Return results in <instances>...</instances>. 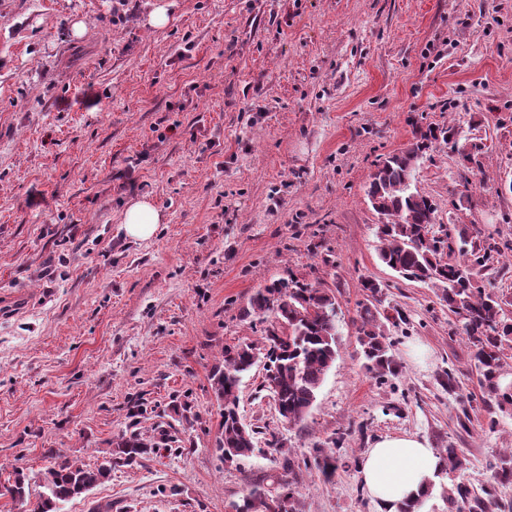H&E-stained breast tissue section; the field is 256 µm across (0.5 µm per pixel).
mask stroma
I'll use <instances>...</instances> for the list:
<instances>
[{"label": "stroma", "mask_w": 512, "mask_h": 512, "mask_svg": "<svg viewBox=\"0 0 512 512\" xmlns=\"http://www.w3.org/2000/svg\"><path fill=\"white\" fill-rule=\"evenodd\" d=\"M170 2L153 29L150 0H0V482L41 480L54 450L95 466L137 430L158 453L62 512H228L280 457L220 460L210 373L260 343L256 292L294 277L336 296V363L302 425L260 363L239 413L301 458L349 429L335 476L300 473L301 512H376L360 460L405 434L458 448L424 506L451 512V485L483 487L512 448V415L488 413L438 288L380 262L367 190L421 130L455 127L472 162L431 143L413 184L449 241L462 224L512 241V0ZM137 195L167 216L145 241L122 227ZM365 279L407 318L384 326L399 371L382 381L359 355Z\"/></svg>", "instance_id": "obj_1"}]
</instances>
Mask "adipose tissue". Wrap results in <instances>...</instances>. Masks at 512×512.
I'll use <instances>...</instances> for the list:
<instances>
[{"instance_id":"ef3b65f1","label":"adipose tissue","mask_w":512,"mask_h":512,"mask_svg":"<svg viewBox=\"0 0 512 512\" xmlns=\"http://www.w3.org/2000/svg\"><path fill=\"white\" fill-rule=\"evenodd\" d=\"M163 221L160 209L144 196L129 200L124 209V230L133 239H150ZM443 467L442 457L426 439L387 437L368 448L359 464V477L378 512H397L404 501L424 497Z\"/></svg>"}]
</instances>
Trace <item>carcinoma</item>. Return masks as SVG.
<instances>
[{"instance_id":"obj_1","label":"carcinoma","mask_w":512,"mask_h":512,"mask_svg":"<svg viewBox=\"0 0 512 512\" xmlns=\"http://www.w3.org/2000/svg\"><path fill=\"white\" fill-rule=\"evenodd\" d=\"M442 140L462 160L470 154L458 147L453 128H430L410 148L381 161L372 174L367 196L372 209L385 217L376 225L381 242L379 260L409 280L428 282L440 290L448 311L467 318L456 325V333L474 347L473 359L484 390L487 410L512 409V367L506 351L512 350V317L505 302L492 292L476 286L475 278L494 255L497 244L481 238L474 228L458 230L461 260L441 263L439 255L448 247V234L434 231L436 208L432 200L411 189L413 166L427 142ZM253 313L265 323L262 348L252 344L224 348V363L210 374L211 389L219 408L220 421L215 449L227 465L239 464L266 453L259 447L257 427L246 426L239 414V388L243 377L264 354L266 388L274 397L282 422L301 424L339 355V304L333 292L291 277L258 291L251 300ZM357 341L363 366L378 378L397 373L392 344L383 330L380 311L370 303L361 307L357 320ZM267 445L282 457V473L274 482L282 488L275 496L255 488L233 504L234 512H297L295 484L300 465L291 449L270 440ZM157 452L154 442L133 431L124 434L105 452L100 463L84 467L58 452L43 480L44 491L30 493V478L14 470L13 481L0 486V496L26 507V512H62L61 505L86 498L105 482L117 467H132ZM314 461L326 476L336 473L340 458L333 450L315 449ZM490 482L481 492L464 483L448 489V504L455 512H504L495 495V485L512 481V450L489 463Z\"/></svg>"}]
</instances>
